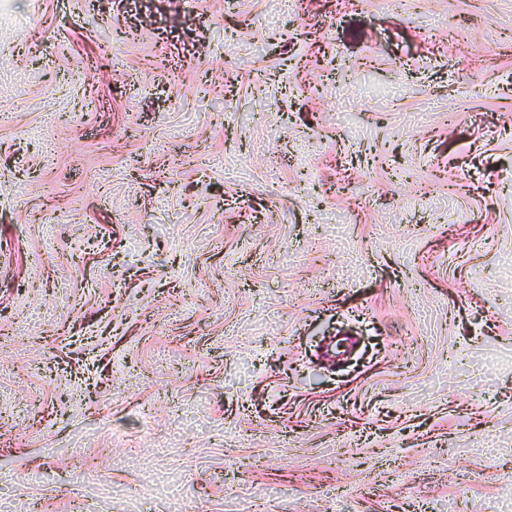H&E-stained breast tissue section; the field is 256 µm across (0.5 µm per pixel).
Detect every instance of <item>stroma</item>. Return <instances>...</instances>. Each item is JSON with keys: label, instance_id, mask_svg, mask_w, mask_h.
Listing matches in <instances>:
<instances>
[{"label": "stroma", "instance_id": "1", "mask_svg": "<svg viewBox=\"0 0 512 512\" xmlns=\"http://www.w3.org/2000/svg\"><path fill=\"white\" fill-rule=\"evenodd\" d=\"M511 261L512 0H0V512L512 501Z\"/></svg>", "mask_w": 512, "mask_h": 512}]
</instances>
